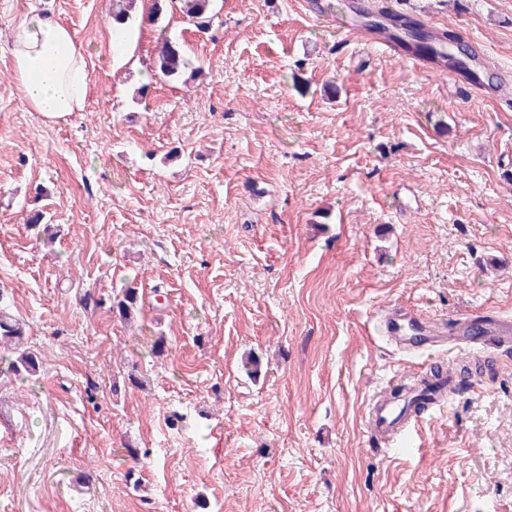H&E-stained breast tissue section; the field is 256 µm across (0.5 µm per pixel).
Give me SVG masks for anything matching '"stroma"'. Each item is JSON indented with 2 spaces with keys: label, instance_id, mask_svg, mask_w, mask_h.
I'll list each match as a JSON object with an SVG mask.
<instances>
[{
  "label": "stroma",
  "instance_id": "obj_1",
  "mask_svg": "<svg viewBox=\"0 0 512 512\" xmlns=\"http://www.w3.org/2000/svg\"><path fill=\"white\" fill-rule=\"evenodd\" d=\"M388 3L480 43L500 99L300 0H215L205 33L171 13L184 84L152 80L154 26L112 65V0H0V305L43 362L0 374V512H512V351L388 454L370 399L424 363L367 331L396 305L512 316V0ZM35 14L86 49L84 111L15 91ZM129 283L138 326L82 302ZM126 366L142 387H114Z\"/></svg>",
  "mask_w": 512,
  "mask_h": 512
}]
</instances>
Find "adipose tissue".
<instances>
[{"label": "adipose tissue", "instance_id": "ef3b65f1", "mask_svg": "<svg viewBox=\"0 0 512 512\" xmlns=\"http://www.w3.org/2000/svg\"><path fill=\"white\" fill-rule=\"evenodd\" d=\"M13 82L27 105L50 119L83 111L89 72L74 32L49 16L20 22L11 33Z\"/></svg>", "mask_w": 512, "mask_h": 512}]
</instances>
